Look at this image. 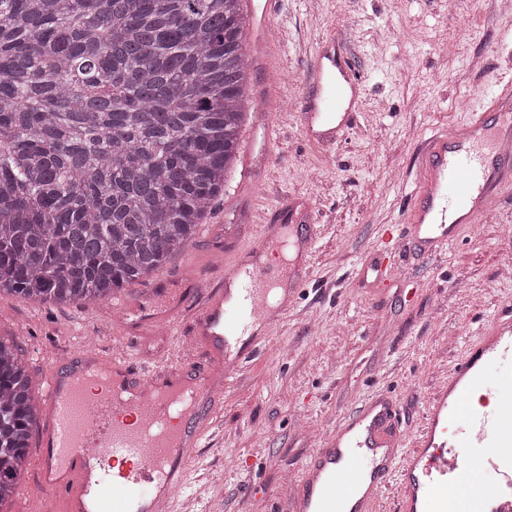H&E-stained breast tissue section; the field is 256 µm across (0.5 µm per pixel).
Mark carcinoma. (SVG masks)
Masks as SVG:
<instances>
[{
  "label": "carcinoma",
  "instance_id": "carcinoma-1",
  "mask_svg": "<svg viewBox=\"0 0 512 512\" xmlns=\"http://www.w3.org/2000/svg\"><path fill=\"white\" fill-rule=\"evenodd\" d=\"M242 0H0V292L103 301L196 235L253 107ZM0 339V512L37 402Z\"/></svg>",
  "mask_w": 512,
  "mask_h": 512
}]
</instances>
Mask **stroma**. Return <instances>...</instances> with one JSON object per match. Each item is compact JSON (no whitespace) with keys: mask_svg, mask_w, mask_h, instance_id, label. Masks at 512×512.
Returning a JSON list of instances; mask_svg holds the SVG:
<instances>
[{"mask_svg":"<svg viewBox=\"0 0 512 512\" xmlns=\"http://www.w3.org/2000/svg\"><path fill=\"white\" fill-rule=\"evenodd\" d=\"M509 30L512 11L498 0H460L454 12L448 0H279L270 46L277 76L262 82L265 100L247 113L224 192L183 252L104 302L0 295V337L17 345L34 395L65 356L89 346L112 354L128 311L149 305L153 285L218 283L215 256L253 239L258 215L289 197L312 208L307 283L264 358L225 389L215 436L224 451L198 452L177 512H275L312 448L376 390L391 394L401 430L413 434L449 367L512 303V278L501 274L512 265V195L464 225L443 255L401 251L393 283L376 295L359 287L357 269L384 228L403 223L424 141L462 122L505 74ZM333 36L361 90L351 125L330 145L307 139L288 104L300 100L304 75ZM185 342L157 324L140 337L134 361L178 356ZM40 436L33 428L9 512H39Z\"/></svg>","mask_w":512,"mask_h":512,"instance_id":"stroma-1","label":"stroma"}]
</instances>
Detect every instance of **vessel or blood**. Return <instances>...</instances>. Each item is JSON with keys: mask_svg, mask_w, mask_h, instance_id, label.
Masks as SVG:
<instances>
[{"mask_svg": "<svg viewBox=\"0 0 512 512\" xmlns=\"http://www.w3.org/2000/svg\"><path fill=\"white\" fill-rule=\"evenodd\" d=\"M277 0H244L251 41L266 51ZM301 95L308 138L335 142L357 105L359 79L347 58L327 44L315 56ZM512 83L487 91L468 123L435 133L419 156L420 179L407 214L409 238L422 252L442 254L463 225L476 223L489 200L512 190ZM309 242L313 227L295 221L288 203L239 247L218 285L155 288L157 305L121 326L126 346L157 323L188 334L200 357L163 358L143 371L126 359L89 351L51 370L41 410L46 426L36 464L46 490L43 512H174V496L188 479V463L205 447L224 386L268 342L272 327L304 286L302 266L265 279L269 256L287 226ZM390 252L361 263L371 287L394 275ZM487 392L484 411L469 405ZM479 475L471 512H512V313L493 325L452 365L429 399L421 426L405 439L391 396H368L307 458L276 512H377L385 488L397 512H448V490L463 470ZM111 499H104V489Z\"/></svg>", "mask_w": 512, "mask_h": 512, "instance_id": "obj_1", "label": "vessel or blood"}]
</instances>
